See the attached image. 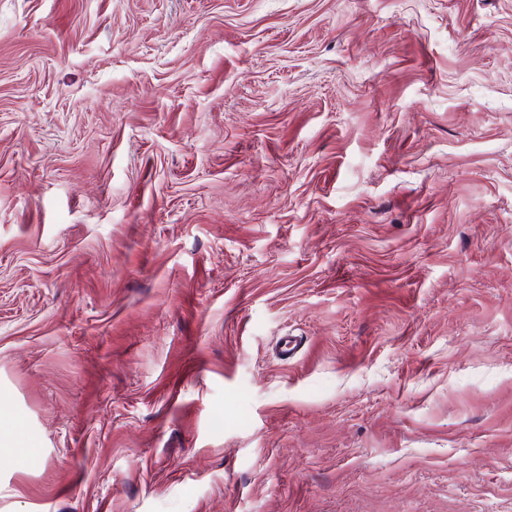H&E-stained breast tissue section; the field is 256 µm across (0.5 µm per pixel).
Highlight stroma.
<instances>
[{
    "instance_id": "1",
    "label": "stroma",
    "mask_w": 512,
    "mask_h": 512,
    "mask_svg": "<svg viewBox=\"0 0 512 512\" xmlns=\"http://www.w3.org/2000/svg\"><path fill=\"white\" fill-rule=\"evenodd\" d=\"M0 512H512V0H0ZM37 442H28L26 448H19L13 442L12 438L8 434L1 433V421H0V459H12L16 455L25 454L29 458H35L37 456Z\"/></svg>"
}]
</instances>
